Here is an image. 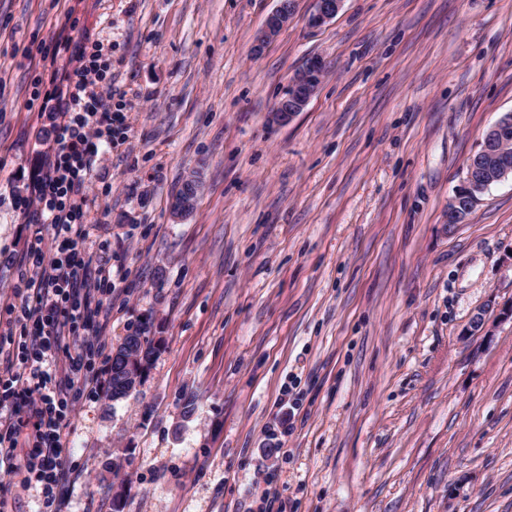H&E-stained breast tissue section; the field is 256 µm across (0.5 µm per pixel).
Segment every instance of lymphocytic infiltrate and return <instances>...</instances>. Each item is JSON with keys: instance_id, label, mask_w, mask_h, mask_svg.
Returning <instances> with one entry per match:
<instances>
[{"instance_id": "obj_1", "label": "lymphocytic infiltrate", "mask_w": 512, "mask_h": 512, "mask_svg": "<svg viewBox=\"0 0 512 512\" xmlns=\"http://www.w3.org/2000/svg\"><path fill=\"white\" fill-rule=\"evenodd\" d=\"M43 58L62 61L35 94L52 104L55 145L33 178L31 195L16 206L29 219L25 254L10 327L0 331V473L23 472L40 492L38 512H62L66 476L62 435L83 396L104 387L97 358L106 343L92 320L90 300L112 292V257L90 259L81 246L90 222V175L99 154L122 144L129 116L112 106V65L103 45L75 50L45 45ZM51 236H44V228Z\"/></svg>"}]
</instances>
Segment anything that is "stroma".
<instances>
[{
	"label": "stroma",
	"mask_w": 512,
	"mask_h": 512,
	"mask_svg": "<svg viewBox=\"0 0 512 512\" xmlns=\"http://www.w3.org/2000/svg\"><path fill=\"white\" fill-rule=\"evenodd\" d=\"M0 0V328L31 240L17 196L53 143L38 43L99 41L130 117L91 172L83 247L115 345L162 347L64 431L63 512H512V180L448 201L512 113V0ZM324 72L288 124L273 110ZM195 208L169 207L191 174ZM485 310L489 335L468 336ZM197 405L183 414V397ZM279 2L280 4L277 9L267 17L264 29L258 38V43L255 45L256 52H259L264 47V44L277 34L280 28L288 22L292 14L294 8L293 0H280ZM322 63L311 62L308 67L296 73L290 80L288 93L281 99L274 112L280 123H288L301 112L317 91L316 78Z\"/></svg>",
	"instance_id": "1"
}]
</instances>
